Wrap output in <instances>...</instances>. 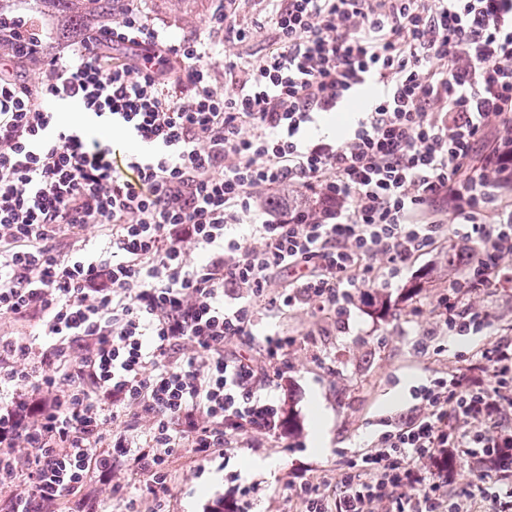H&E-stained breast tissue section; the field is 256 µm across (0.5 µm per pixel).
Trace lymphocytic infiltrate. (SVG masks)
I'll list each match as a JSON object with an SVG mask.
<instances>
[{
  "instance_id": "1",
  "label": "lymphocytic infiltrate",
  "mask_w": 512,
  "mask_h": 512,
  "mask_svg": "<svg viewBox=\"0 0 512 512\" xmlns=\"http://www.w3.org/2000/svg\"><path fill=\"white\" fill-rule=\"evenodd\" d=\"M263 23L266 53L242 64L170 41L138 0L106 29L122 59L93 33L53 50L37 18L0 13V317L40 324L0 336V512H102L95 477L136 512L128 471L167 512L183 451L282 436L292 339L266 336L263 371L226 346L256 342L265 312L343 318L448 238L461 275L429 336H482L479 354L381 418L335 478L293 469L288 507L512 512V338L489 307L512 283V0H273ZM34 58L45 80L19 74ZM370 85L340 141L309 136ZM95 127L148 151L114 160ZM288 188L314 206L257 207ZM90 226L109 253L85 260Z\"/></svg>"
}]
</instances>
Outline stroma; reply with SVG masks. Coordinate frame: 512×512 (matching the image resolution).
<instances>
[{
    "label": "stroma",
    "mask_w": 512,
    "mask_h": 512,
    "mask_svg": "<svg viewBox=\"0 0 512 512\" xmlns=\"http://www.w3.org/2000/svg\"><path fill=\"white\" fill-rule=\"evenodd\" d=\"M140 7L173 39L211 40L241 62L257 61L269 41V30L258 22L268 15L270 0H238L237 23L253 30L242 43L228 31L211 28L214 0H141ZM441 259L438 251L421 256L381 290L387 309L358 303L348 324L305 311L274 318L281 334L296 339L290 349L293 368L278 391L282 414L290 419L287 433L293 449L273 441L262 448L240 446L228 462L218 456L201 460L186 453L177 457L170 466L168 512H202L204 504L227 489L232 471L240 474L242 483L263 482L254 512H288V474L293 468L308 464L314 474L335 476L344 452L366 443L377 420L412 406L413 387L455 368L456 354L478 352L484 343L480 336L444 338L441 352L434 344L422 342L424 326L417 323L412 310L429 309L436 296L447 290L449 276H434L418 296L408 295L407 290ZM315 396L330 414L329 442L318 451L311 446Z\"/></svg>",
    "instance_id": "stroma-1"
}]
</instances>
